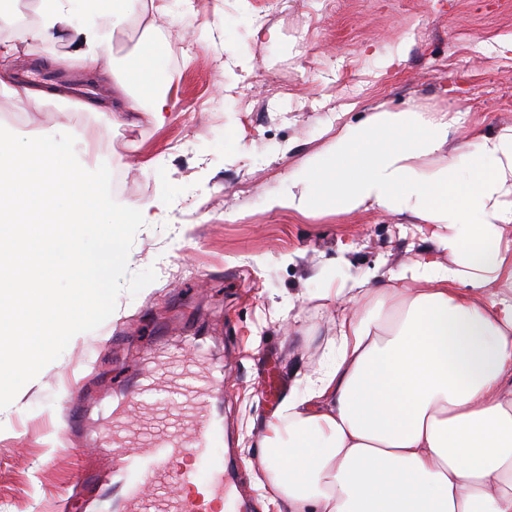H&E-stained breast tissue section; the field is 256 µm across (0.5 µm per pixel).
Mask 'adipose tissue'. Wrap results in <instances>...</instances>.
Wrapping results in <instances>:
<instances>
[{"label": "adipose tissue", "instance_id": "adipose-tissue-1", "mask_svg": "<svg viewBox=\"0 0 512 512\" xmlns=\"http://www.w3.org/2000/svg\"><path fill=\"white\" fill-rule=\"evenodd\" d=\"M146 0H36L37 25L0 42V61L69 40L109 61L112 34ZM143 41L112 72L138 112L164 126L173 105ZM447 117L380 111L336 136L331 160L289 174L269 209L338 214L397 208L441 224L450 266L418 260L388 280L323 288L336 300L328 368L284 399L260 436L277 512H512V126L448 145ZM444 155L434 170L422 158Z\"/></svg>", "mask_w": 512, "mask_h": 512}]
</instances>
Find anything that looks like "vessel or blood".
Instances as JSON below:
<instances>
[{"label": "vessel or blood", "mask_w": 512, "mask_h": 512, "mask_svg": "<svg viewBox=\"0 0 512 512\" xmlns=\"http://www.w3.org/2000/svg\"><path fill=\"white\" fill-rule=\"evenodd\" d=\"M180 381L179 398L165 394L154 370L128 380L100 433L112 454L115 512H242L233 475L219 449L224 424L219 402L224 375L216 368L163 366ZM148 417L138 426L129 418Z\"/></svg>", "instance_id": "vessel-or-blood-1"}]
</instances>
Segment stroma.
Listing matches in <instances>:
<instances>
[{
  "instance_id": "stroma-1",
  "label": "stroma",
  "mask_w": 512,
  "mask_h": 512,
  "mask_svg": "<svg viewBox=\"0 0 512 512\" xmlns=\"http://www.w3.org/2000/svg\"><path fill=\"white\" fill-rule=\"evenodd\" d=\"M166 5L149 28L127 16L112 42L118 62L145 40L159 47L174 103L164 129L145 114L112 124L126 95L111 67L71 61L68 44L19 54L11 66L14 76L33 59L69 66L94 95L79 107L45 90L19 112L0 111V126L22 137L81 127L76 153L120 178L117 202L160 197L162 168L182 192L136 233L129 252V273L151 267L155 281L121 292L100 327L74 336L0 409V512H57L76 492L78 468L107 474L111 456L84 450L82 434L66 432L65 407L87 397L112 403L132 371L192 356L199 336L207 361L227 364L224 422L237 493L252 512H275L254 467L260 427L279 413L267 383L287 395L323 366L336 328L318 289L448 253L436 225L404 214L301 215L268 209L267 198L303 163L326 160L341 127L381 108L444 109L456 120L453 146L512 125V0H344L337 10L326 0H288L284 12L271 0ZM413 17L424 23L416 41L400 36ZM474 41L488 45L486 56L471 55ZM230 43L253 62L245 80L221 66ZM232 81L236 89L224 93Z\"/></svg>"
}]
</instances>
